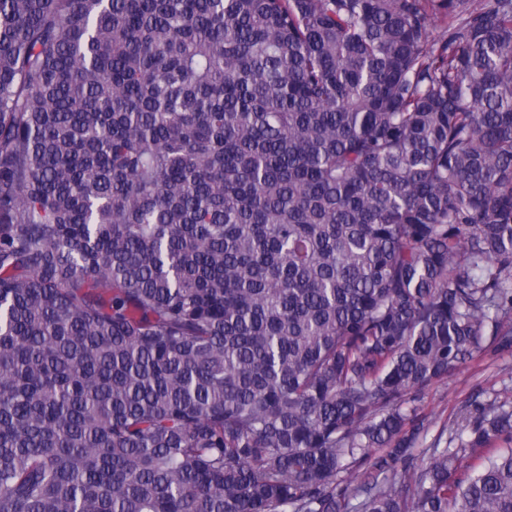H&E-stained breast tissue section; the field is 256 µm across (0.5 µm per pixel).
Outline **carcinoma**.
<instances>
[{"instance_id": "obj_1", "label": "carcinoma", "mask_w": 512, "mask_h": 512, "mask_svg": "<svg viewBox=\"0 0 512 512\" xmlns=\"http://www.w3.org/2000/svg\"><path fill=\"white\" fill-rule=\"evenodd\" d=\"M485 336L512 0H0V512H512ZM482 347L447 379L420 393L419 404L427 415L428 433L417 453L429 448L443 425L476 396L480 401L497 397L512 403V349H495L489 336H485Z\"/></svg>"}]
</instances>
